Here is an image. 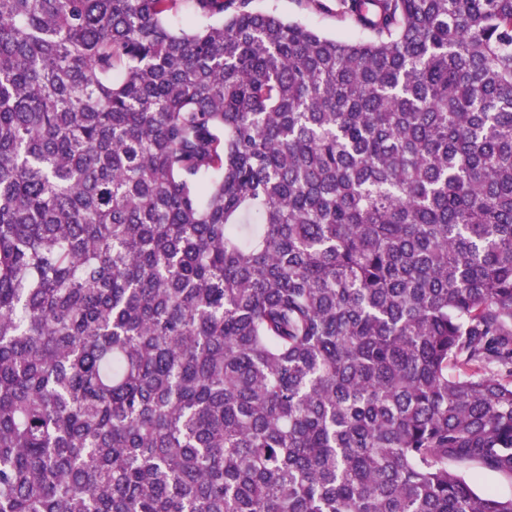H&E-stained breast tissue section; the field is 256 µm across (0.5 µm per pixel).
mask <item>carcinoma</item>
<instances>
[{"label": "carcinoma", "instance_id": "cac0c4a2", "mask_svg": "<svg viewBox=\"0 0 512 512\" xmlns=\"http://www.w3.org/2000/svg\"><path fill=\"white\" fill-rule=\"evenodd\" d=\"M251 2L0 0V512H512V0ZM251 7L259 12H273L286 20H297L328 37L359 39L362 35L341 22L336 13L318 11L299 0H252ZM465 474L473 480L480 491H491L503 498L512 497V478L499 475L478 466L465 469Z\"/></svg>", "mask_w": 512, "mask_h": 512}]
</instances>
